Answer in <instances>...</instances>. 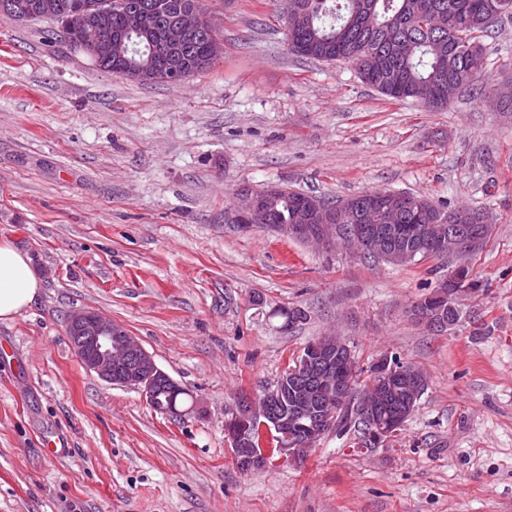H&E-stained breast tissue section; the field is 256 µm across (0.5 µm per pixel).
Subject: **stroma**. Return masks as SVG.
<instances>
[{"label": "stroma", "instance_id": "35a3bbf8", "mask_svg": "<svg viewBox=\"0 0 512 512\" xmlns=\"http://www.w3.org/2000/svg\"><path fill=\"white\" fill-rule=\"evenodd\" d=\"M203 6L223 52L165 85L0 14V238L42 280L0 321V512H512V113L474 89L438 110L390 100L352 64L291 54L281 0ZM243 185L483 211L492 233L458 324L409 315L447 262L242 227ZM291 307L308 318L286 329ZM78 309L136 336L192 412L171 419L87 371L66 333ZM329 333L359 369L387 354L421 368L415 411L378 447L331 430L303 459L241 470L224 431L239 394L262 395Z\"/></svg>", "mask_w": 512, "mask_h": 512}]
</instances>
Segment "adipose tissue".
Listing matches in <instances>:
<instances>
[{
    "mask_svg": "<svg viewBox=\"0 0 512 512\" xmlns=\"http://www.w3.org/2000/svg\"><path fill=\"white\" fill-rule=\"evenodd\" d=\"M41 286L30 256L11 240L0 238V320L27 309Z\"/></svg>",
    "mask_w": 512,
    "mask_h": 512,
    "instance_id": "adipose-tissue-1",
    "label": "adipose tissue"
}]
</instances>
